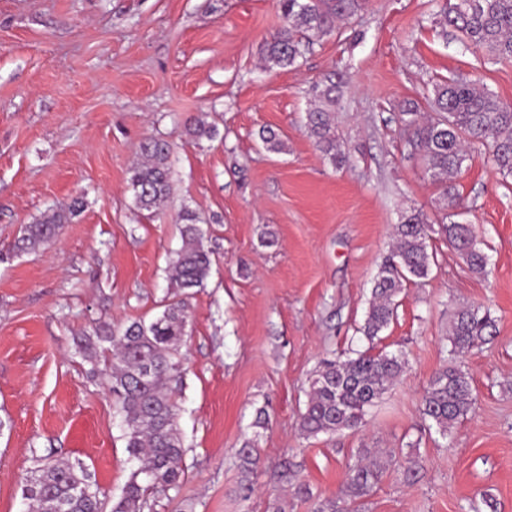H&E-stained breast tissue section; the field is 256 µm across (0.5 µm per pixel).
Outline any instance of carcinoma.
<instances>
[{"label":"carcinoma","mask_w":512,"mask_h":512,"mask_svg":"<svg viewBox=\"0 0 512 512\" xmlns=\"http://www.w3.org/2000/svg\"><path fill=\"white\" fill-rule=\"evenodd\" d=\"M283 25L260 46L272 67L296 68L310 44L335 33L339 23L362 11L367 0H278ZM439 24L452 34L462 52L481 53L483 63L512 59V0H442ZM342 77H327L311 88L306 130L315 147L337 167L347 161L336 134L334 114L340 103ZM398 120L406 134L405 146L420 157L433 182L448 201V213L438 224L423 210H413L394 227V245L383 257L372 288V299L359 332L369 346L354 355L325 360L315 371L299 430L307 438L333 435L365 425L368 411L405 370L396 353L374 351V342L397 316L396 298L403 283L428 277L434 264L427 239L434 227L458 251L471 270L487 266L472 225L452 220L464 208L455 177L483 149L503 178H512V106L489 89L464 78L432 84L425 103L407 101ZM195 140H211L215 128L202 115L186 126ZM129 185L137 209L156 211L171 194L170 147L154 140L142 147V158L130 169ZM84 206L74 199L65 210L50 209L21 228L18 248L33 250L54 241L62 226ZM182 246L168 266L172 287L190 295L204 287L211 269V250L204 245L203 220L184 207L178 214ZM188 310L179 299L164 305L152 321H133L114 329L106 323L84 334L81 349L96 375L99 362L108 372L109 392L124 431L126 448L139 465L131 474L112 512H143L146 497L165 493L184 476V440L178 425L176 395L184 368L180 349L187 336ZM490 311L471 306L457 310L448 326L450 360L435 372L422 396V414L443 437L473 412L472 386L460 358L488 341ZM242 473L241 498L253 491L250 475L257 464L254 443L237 450ZM381 464L356 463L346 475L339 495L319 499L313 512H355L379 481ZM32 512H102L98 489L89 486L82 467L66 461L49 463L25 479Z\"/></svg>","instance_id":"carcinoma-1"}]
</instances>
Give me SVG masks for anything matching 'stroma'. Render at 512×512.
<instances>
[{"label":"stroma","mask_w":512,"mask_h":512,"mask_svg":"<svg viewBox=\"0 0 512 512\" xmlns=\"http://www.w3.org/2000/svg\"><path fill=\"white\" fill-rule=\"evenodd\" d=\"M434 11L431 0H368L297 68L269 69L259 46L282 24L278 0H0V512H28L24 477L48 457L82 462L105 506L119 500L137 463L78 338L99 322L152 320L174 300L166 268L185 206L206 221L212 252L182 348L185 474L144 512H311L294 484L336 495L363 448L394 459L359 512H512V183L483 154L457 187L485 272L432 233V272L405 284L379 343L403 354L405 373L359 430L306 438L298 427L320 363L366 345L359 328L393 226L413 209L443 213L407 155L400 104L457 77L512 104V60L462 53ZM332 73L347 82L340 168L305 130L310 87ZM200 114L215 139L187 136ZM265 127L284 152L263 147ZM151 139L171 146L172 195L157 214L135 209L128 182ZM76 197L84 209L55 242L14 251L20 225ZM463 305L490 311L492 337L462 358L474 411L444 437L421 400ZM246 440L260 461L244 502ZM408 459L421 468L414 484Z\"/></svg>","instance_id":"obj_1"}]
</instances>
